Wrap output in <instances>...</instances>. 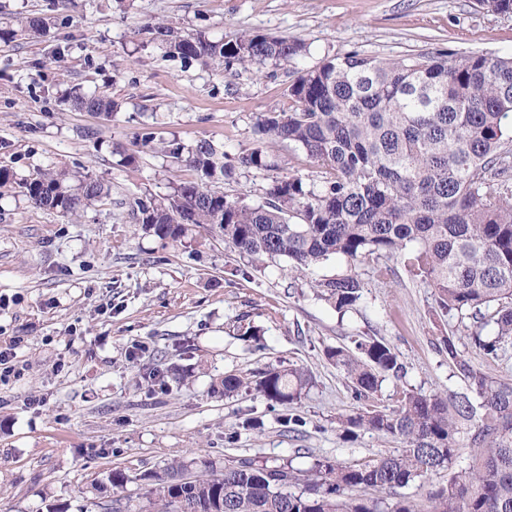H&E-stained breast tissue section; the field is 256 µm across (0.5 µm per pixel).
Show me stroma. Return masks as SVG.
<instances>
[{"mask_svg": "<svg viewBox=\"0 0 512 512\" xmlns=\"http://www.w3.org/2000/svg\"><path fill=\"white\" fill-rule=\"evenodd\" d=\"M47 17L38 39L0 41V167L17 176L47 168L87 173L110 194L75 215L36 209L0 188V347L21 337L20 379L0 384V512H99L109 471L142 506L141 474L174 460L223 464L225 455L299 468L318 458L361 462L399 448L373 433L343 442L336 417L358 402L327 348L352 337L384 341L405 368L402 384L424 393L463 391L465 383L436 340L453 336L461 355L489 375L512 378V345L486 357L469 322L435 312L431 289L402 269L379 276L359 266L361 302L346 313L316 297L311 279L346 271L334 258L312 278L286 261L231 277L239 264L221 238L197 232L159 240L133 223L126 204L163 196L190 178L160 150L135 152L138 133L192 145L213 141L235 155L255 147L259 113L288 108L298 71L350 52L385 59L426 52L512 54V13L475 0H71L47 14L44 0H0V20ZM163 21L215 39L243 31L302 40L306 56L262 70L187 61L147 42L143 25ZM112 96V119L75 112L67 90ZM134 154L125 163L124 154ZM274 169L238 171L231 188L262 202L273 180L318 175L306 155L273 147ZM249 316L263 348L235 338ZM297 365L312 375L307 395L269 405L253 392H215L224 374ZM180 380L160 387L154 369ZM303 424L289 429L288 415ZM261 429L242 428L244 418Z\"/></svg>", "mask_w": 512, "mask_h": 512, "instance_id": "obj_1", "label": "stroma"}]
</instances>
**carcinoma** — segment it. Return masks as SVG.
<instances>
[{
  "mask_svg": "<svg viewBox=\"0 0 512 512\" xmlns=\"http://www.w3.org/2000/svg\"><path fill=\"white\" fill-rule=\"evenodd\" d=\"M488 13H512V0H477ZM142 31L172 56L261 70L306 54L295 39L243 32L226 40L184 33L163 22ZM293 106L262 112L257 146L230 157L211 141L177 140L161 151L194 178L159 197L136 198L129 215L145 232L178 242L199 228L224 238L248 258L250 277L286 260L307 275L333 257L348 269L312 282L316 296L344 313L356 307L364 282L356 268L394 260L408 279L431 288L436 313L470 319V339L496 359L512 345V55L434 53L376 59L357 52L301 69L288 88ZM81 112L109 118L115 102L76 93ZM302 150L323 170L321 180L277 178L266 201L252 205L214 185L238 169L275 166L265 142ZM15 184L38 209L76 213L109 195L89 174L38 170L17 177L0 168V186ZM237 339L260 344V330L241 316ZM467 392L443 397L405 386L391 404L367 405L336 417L340 438L370 432L403 447L365 463L328 457L307 469L292 462L267 465L233 455L216 468L203 461H172L142 475L150 512H420L406 490L454 469L462 449L466 468L429 493L426 512H512V380L494 378L459 355L453 337L438 343ZM359 400L375 399L403 367L373 337L354 348L327 350ZM224 396L253 390L271 404H291L312 386L302 367L247 376L227 373ZM193 473L192 483L181 479ZM112 495L101 512H130L121 495L127 477L110 475Z\"/></svg>",
  "mask_w": 512,
  "mask_h": 512,
  "instance_id": "1",
  "label": "carcinoma"
}]
</instances>
